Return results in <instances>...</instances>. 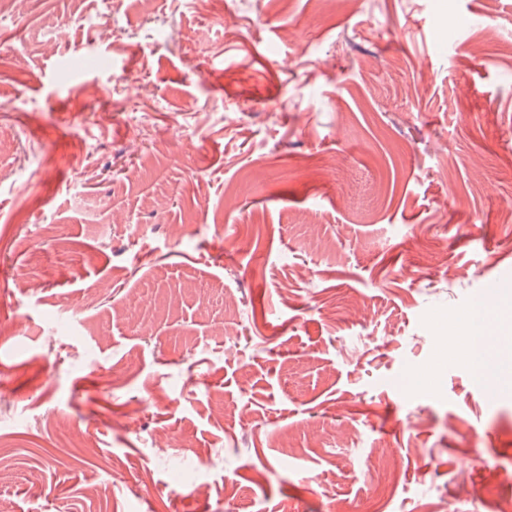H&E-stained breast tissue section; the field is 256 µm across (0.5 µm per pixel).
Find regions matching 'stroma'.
Here are the masks:
<instances>
[{
    "label": "stroma",
    "mask_w": 512,
    "mask_h": 512,
    "mask_svg": "<svg viewBox=\"0 0 512 512\" xmlns=\"http://www.w3.org/2000/svg\"><path fill=\"white\" fill-rule=\"evenodd\" d=\"M16 3L0 512H365L385 460L380 512L512 496L457 343L512 311V0Z\"/></svg>",
    "instance_id": "stroma-1"
}]
</instances>
